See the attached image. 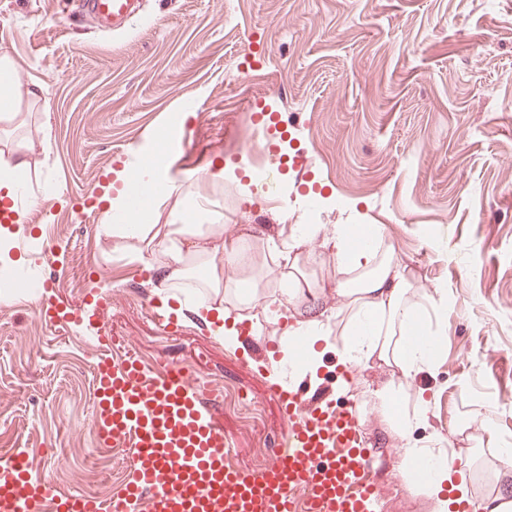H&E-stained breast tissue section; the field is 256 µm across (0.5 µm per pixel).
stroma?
Masks as SVG:
<instances>
[{"label": "stroma", "mask_w": 512, "mask_h": 512, "mask_svg": "<svg viewBox=\"0 0 512 512\" xmlns=\"http://www.w3.org/2000/svg\"><path fill=\"white\" fill-rule=\"evenodd\" d=\"M0 48L14 62L32 143L24 179L50 182L51 203L31 212L38 235L26 288L0 293V454L21 450L35 477L58 492L115 499L130 468L99 447L92 428L96 331L121 337L148 371L185 366L213 384L235 462L259 471L282 433L270 391L281 358L254 343L213 335L196 306L163 333L152 307L165 301L158 272L132 259L107 214L81 206L103 177L113 187L143 151L166 168L203 224L227 232L288 236L303 224H370L418 290L439 305L443 343L415 377L379 361L356 367L340 398L369 411L364 426L387 475L375 512H432L433 501L401 474L405 448L434 451L435 434L472 462L471 512L512 461L471 449L453 420L493 417L512 437V0H147L118 35L82 22L76 0H0ZM271 100L294 120L281 155L306 153L312 171L281 174L287 204L245 200L252 103ZM107 301L92 323L47 325L39 304ZM345 320L328 321L315 370L296 383L318 389L333 365ZM392 385L394 404L367 396ZM429 410L404 446L391 433L419 402Z\"/></svg>", "instance_id": "stroma-1"}]
</instances>
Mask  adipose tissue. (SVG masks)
Here are the masks:
<instances>
[{
  "label": "adipose tissue",
  "mask_w": 512,
  "mask_h": 512,
  "mask_svg": "<svg viewBox=\"0 0 512 512\" xmlns=\"http://www.w3.org/2000/svg\"><path fill=\"white\" fill-rule=\"evenodd\" d=\"M30 142L19 137L0 142V209L14 212V233L24 231L25 216L16 212V200L28 196L37 207L58 194L56 186H45L28 194L21 174L29 164ZM175 185L160 182L154 168H146L134 182L112 197L106 212L127 207L132 198L150 201L170 198ZM165 224H116L113 235L134 240L136 258L151 256L162 275L160 285L167 290L197 287L202 291L201 309L207 312L216 335H234L233 310L261 304L267 287L287 284L289 297L303 303L304 313L290 328L285 360H292L293 345L301 343L307 328L321 324L327 310L320 302L317 283L302 264V253L322 230L309 225L304 234L281 241L266 238L251 245L248 237L225 236L220 224L188 226L181 223V209ZM366 226L334 225L330 239L336 249V271L344 280L336 288V312L346 315L341 355L350 363L373 359L395 366L410 377L436 359V341L431 336L425 312L409 302L414 284L400 268L393 253L380 254L367 244ZM204 266L207 274L190 280L188 269Z\"/></svg>",
  "instance_id": "obj_1"
}]
</instances>
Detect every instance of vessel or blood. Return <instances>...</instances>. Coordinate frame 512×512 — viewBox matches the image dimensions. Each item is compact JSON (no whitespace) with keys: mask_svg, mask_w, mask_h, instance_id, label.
<instances>
[{"mask_svg":"<svg viewBox=\"0 0 512 512\" xmlns=\"http://www.w3.org/2000/svg\"><path fill=\"white\" fill-rule=\"evenodd\" d=\"M142 0H78L86 16L124 31ZM115 337L100 338L95 366V431L129 445L122 502L134 512H371L380 471L362 440L364 416L334 390L294 385L275 391L284 435L266 468L239 467L224 426L209 410L211 389L183 368L151 374ZM0 512H110L86 494L60 495L29 473L23 456L0 466Z\"/></svg>","mask_w":512,"mask_h":512,"instance_id":"b4317fda","label":"vessel or blood"}]
</instances>
